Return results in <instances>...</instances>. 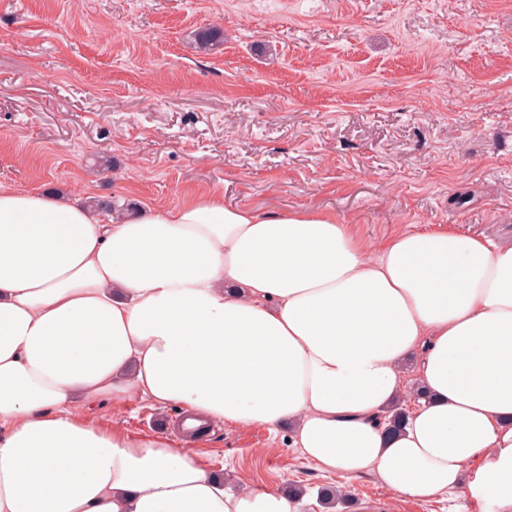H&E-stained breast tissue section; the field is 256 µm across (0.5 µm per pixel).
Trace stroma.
<instances>
[{
    "mask_svg": "<svg viewBox=\"0 0 512 512\" xmlns=\"http://www.w3.org/2000/svg\"><path fill=\"white\" fill-rule=\"evenodd\" d=\"M224 43L200 50L198 31ZM0 185L164 209H311L371 244L420 230L512 246V0H0ZM188 444L230 485H338L288 430L186 441L174 406H76ZM354 512H484L349 483Z\"/></svg>",
    "mask_w": 512,
    "mask_h": 512,
    "instance_id": "stroma-1",
    "label": "stroma"
}]
</instances>
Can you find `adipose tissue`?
<instances>
[{
	"label": "adipose tissue",
	"instance_id": "1",
	"mask_svg": "<svg viewBox=\"0 0 512 512\" xmlns=\"http://www.w3.org/2000/svg\"><path fill=\"white\" fill-rule=\"evenodd\" d=\"M413 383L427 396L389 433ZM104 397L285 424L343 481L512 512V247L420 231L373 249L329 214L217 191L110 219L0 187V512H300L165 435L74 416Z\"/></svg>",
	"mask_w": 512,
	"mask_h": 512
}]
</instances>
